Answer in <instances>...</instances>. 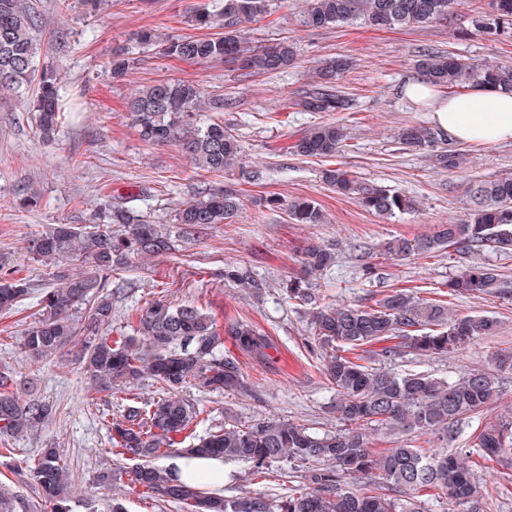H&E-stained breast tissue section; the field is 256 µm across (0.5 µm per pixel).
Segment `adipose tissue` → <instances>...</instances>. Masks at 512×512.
<instances>
[{"label":"adipose tissue","instance_id":"1","mask_svg":"<svg viewBox=\"0 0 512 512\" xmlns=\"http://www.w3.org/2000/svg\"><path fill=\"white\" fill-rule=\"evenodd\" d=\"M405 93L424 102L432 124L456 143L492 144L512 141V91L480 87L468 93L439 96L424 81L409 82Z\"/></svg>","mask_w":512,"mask_h":512}]
</instances>
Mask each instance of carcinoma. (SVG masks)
Wrapping results in <instances>:
<instances>
[{"instance_id":"carcinoma-1","label":"carcinoma","mask_w":512,"mask_h":512,"mask_svg":"<svg viewBox=\"0 0 512 512\" xmlns=\"http://www.w3.org/2000/svg\"><path fill=\"white\" fill-rule=\"evenodd\" d=\"M277 0H221L213 11L196 17L201 26L215 24L224 32L215 37H163L150 29L137 40L151 45L169 58L182 61H224L253 74L274 73L294 64L295 51L285 41L255 48L250 45L246 24L256 23L273 12ZM454 0H307L300 25L328 28L364 21L376 30L426 27L448 21ZM489 12L476 19V26L498 34L512 25V0H488ZM39 16L27 0H0V96L30 95L38 114V129L45 141L54 139L63 109V96L56 68L40 64L41 45L33 33ZM353 66L346 56L321 62L311 88L297 101L307 112H342L349 101L336 81ZM424 80L452 94L481 85L512 88V66L467 63L451 55L424 52L416 60ZM140 136L159 145L178 146L188 152L203 170L221 173L233 166L240 154L238 140L224 123L200 121L202 112H219L224 102L185 81H159L127 102ZM348 140L345 128L336 123L315 126L289 143L287 150L300 157L334 158ZM400 143L412 150H428L447 142L429 126H407ZM323 178L337 193L351 196L366 211L394 217L414 209L406 196L380 183L355 179L340 167L327 169ZM471 208L461 223L441 224L431 238L396 239L388 250L398 255L427 252L439 246L465 254L486 250L512 252V178L476 180L467 187ZM286 205L295 224H323L320 204L300 197ZM240 194L233 189L205 187L183 202L174 221L183 234L192 236L212 224H227L241 209ZM174 244L163 228L152 224L120 203L108 204L107 222L55 224L29 241L28 252L40 262L57 267L77 265L72 273L54 275V283L41 297L42 314L24 330L22 349L33 361L63 356L77 335L84 336L79 357L101 390L122 394V419L110 423L111 452L125 467L113 474L101 471L96 480L109 490L112 481L127 477V485L154 501L171 502L181 512H419L404 499L408 491L442 490L453 504H467L477 512L480 487L474 480L468 458L446 451L428 452L408 443L377 451L371 447L374 434L395 431L432 432L448 442L463 419L478 415L499 397L504 375L512 374V351L495 355L491 367L473 369L455 379L435 378L421 372L392 368L406 353L445 356L463 344L495 332L490 316L448 315L443 302L419 292L395 289L373 306L318 305L312 312L316 340L331 349L322 373L336 391V411L344 428L316 433L290 422L254 420L225 423L202 435L190 428L203 422L202 410L184 394L189 387L207 391H232L244 387L238 360L224 355V338L243 354L271 362L273 341L247 320H235L217 329L216 323L192 305L173 306L157 299L136 313L133 335L112 338L103 331L112 324V294L104 291L112 271L139 258H157L172 252ZM333 261V253L310 247L303 259V273L285 285L288 298L312 304L308 274ZM224 279L262 298L270 284L243 267H227ZM452 295L502 293L508 288L498 270L475 263L447 283ZM23 278L0 279V311L12 309L29 294ZM87 306L84 320L75 313ZM375 351L383 365L375 367L366 356ZM146 379L154 380L165 395L137 402L136 390ZM16 381L0 371V437H22L47 423L53 407L46 402L21 399ZM188 447H182L186 440ZM475 447L487 460L512 450V422L483 429ZM219 457L241 461L252 472L263 474L280 463L308 466V487L292 489L281 497L244 492L225 497L203 485L180 478L154 460L163 457ZM30 477L41 489L42 501L30 502L0 486V512H97L93 500L75 499L69 492L70 472L65 458L55 448H42L30 457ZM380 473L386 485L360 492L349 483Z\"/></svg>"}]
</instances>
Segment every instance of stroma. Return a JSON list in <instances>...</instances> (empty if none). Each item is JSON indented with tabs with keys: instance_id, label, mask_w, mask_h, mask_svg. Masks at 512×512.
<instances>
[{
	"instance_id": "obj_1",
	"label": "stroma",
	"mask_w": 512,
	"mask_h": 512,
	"mask_svg": "<svg viewBox=\"0 0 512 512\" xmlns=\"http://www.w3.org/2000/svg\"><path fill=\"white\" fill-rule=\"evenodd\" d=\"M217 0H111L90 12L82 0H30L41 24L37 37L42 61L56 66L65 91L78 96L82 109L65 113L55 141H42L36 118L24 98L0 100V257L14 278L29 282L32 292L10 312H0V367L21 378L23 398L53 407L44 427L20 438H0V483L31 500L40 489L19 469L33 451L59 448L66 458L76 497L95 494L97 512H110L120 499L127 512H179L170 502L141 499L136 490H95L98 473L116 468L107 416H119L122 402L91 383L74 357L37 363L21 350L23 330L38 316L41 291L49 286L52 269L33 261L25 250L27 238L52 224H82L103 214L113 200L161 224L175 240L172 253L137 259L113 272L112 332L132 331L136 309L154 299L191 304L209 314L217 326L235 320L256 324L271 336L273 364L238 354L232 343L224 352L237 356L244 375L240 392L190 389L204 410L197 434L236 419L285 420L318 432L336 431L343 424L336 414V395L322 374L325 352L314 339L312 306L288 299L283 286L301 269L312 245L331 249L335 263L311 279L318 304H374L392 289L415 288L445 294L450 312L496 317L498 327L444 357L407 355L400 370L455 377L488 367L493 354L512 350V296L446 295V283L467 255L436 248L405 258L387 255L390 239L432 235L437 226L467 214L469 182L512 177V141L462 145L465 161L457 168L439 167L428 151L403 148L401 128L429 124L426 105L405 93L418 79L414 61L428 49L452 53L475 64L512 65V34L478 31L475 17L484 0H457L447 23L426 28L374 30L359 23L311 30L299 25L305 0H278L271 15L252 26V42L293 43V68L277 74L247 75L224 62H185L131 44L133 33L152 28L173 36L197 34L196 11L215 8ZM129 46L135 61L127 75L113 80L114 49ZM348 55L357 65L338 87L351 107L344 112H303L295 97L308 88L319 61ZM190 81L224 100L223 121L241 146L238 164L214 175L196 168L175 147H160L141 139L126 108L137 88L155 81ZM344 125L348 142L337 158L295 156L286 146L294 137L321 123ZM338 166L361 181L391 186L415 202L414 211L383 218L365 211L354 199L336 194L324 183L325 169ZM262 178L250 181L249 173ZM209 185L239 190L243 210L231 224H216L194 238L182 235L174 211L199 189ZM38 202L21 206V198ZM308 197L327 213L324 224L291 223L286 210L265 205L269 196ZM242 266L266 279L270 288L257 300L224 280V269ZM512 420V377L503 381L499 399L480 420L458 425L454 439L441 443L432 434H412L413 445L456 450L472 446L479 425ZM481 490L480 512H512V455L487 461L471 456ZM304 474L281 464L262 478H253L247 464L232 461L224 468L221 492L242 491L269 497L286 495L302 484Z\"/></svg>"
}]
</instances>
